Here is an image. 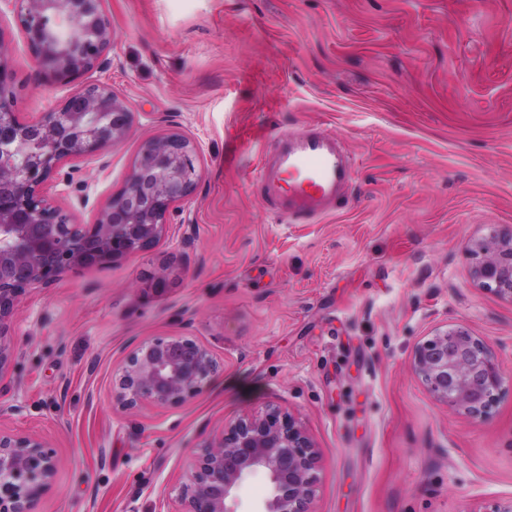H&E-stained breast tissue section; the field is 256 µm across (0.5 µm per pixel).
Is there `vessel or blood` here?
Returning <instances> with one entry per match:
<instances>
[{
  "label": "vessel or blood",
  "mask_w": 512,
  "mask_h": 512,
  "mask_svg": "<svg viewBox=\"0 0 512 512\" xmlns=\"http://www.w3.org/2000/svg\"><path fill=\"white\" fill-rule=\"evenodd\" d=\"M353 167L336 138L306 132L261 161L255 180L281 220H311L336 208L352 180Z\"/></svg>",
  "instance_id": "b4317fda"
}]
</instances>
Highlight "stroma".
I'll list each match as a JSON object with an SVG mask.
<instances>
[{
    "label": "stroma",
    "instance_id": "1",
    "mask_svg": "<svg viewBox=\"0 0 512 512\" xmlns=\"http://www.w3.org/2000/svg\"><path fill=\"white\" fill-rule=\"evenodd\" d=\"M115 32L85 74L122 96L129 137L46 187L90 222L141 145L196 141L200 175L148 252L30 287L0 429L58 469L39 512H183L176 489L234 418L275 405L320 452L314 512H494L512 503V301L476 286L475 242L512 225V0H105ZM24 117L46 82L0 20ZM327 133L355 162L340 208L280 222L254 180L278 139ZM90 183L80 205L72 182ZM169 264L155 292L148 272ZM462 325L504 383L484 418L440 402L416 346ZM188 336L218 370L176 407L118 408L136 343Z\"/></svg>",
    "mask_w": 512,
    "mask_h": 512
}]
</instances>
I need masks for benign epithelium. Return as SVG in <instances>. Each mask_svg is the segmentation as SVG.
I'll use <instances>...</instances> for the list:
<instances>
[{"label": "benign epithelium", "instance_id": "1", "mask_svg": "<svg viewBox=\"0 0 512 512\" xmlns=\"http://www.w3.org/2000/svg\"><path fill=\"white\" fill-rule=\"evenodd\" d=\"M104 0H0V16L17 27L46 78L67 86L100 68L115 34ZM15 74L0 34V377L16 359L10 333L21 297L66 272L147 252L165 235L172 206L195 191L197 145L170 133L143 143L124 185L92 222L55 206L44 186L68 159L104 156L126 140L134 113L107 83L86 82L57 108L25 119L15 112ZM473 281L512 300V225L475 243ZM412 370L444 404L474 418L488 414L502 386L487 347L464 326L419 344ZM209 350L187 336L156 337L135 345L113 383L124 410L176 406L203 391L216 374ZM319 452L302 424L270 406L242 415L200 449L177 489L184 512H239L237 492L261 476L266 495L254 512H314ZM58 467L39 435L0 430V512H37Z\"/></svg>", "mask_w": 512, "mask_h": 512}]
</instances>
